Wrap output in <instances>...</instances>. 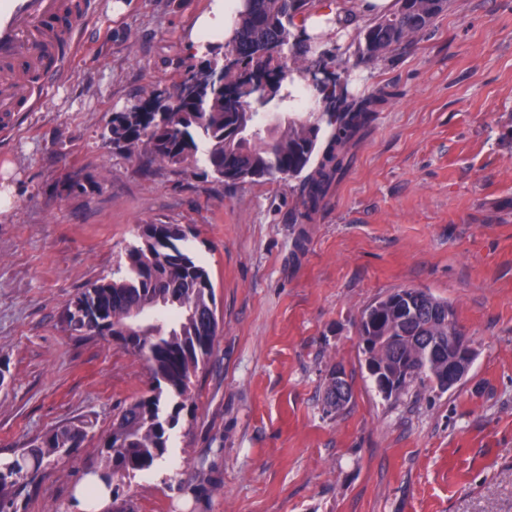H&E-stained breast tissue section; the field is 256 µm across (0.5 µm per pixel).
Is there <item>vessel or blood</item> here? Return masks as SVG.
<instances>
[{"label": "vessel or blood", "mask_w": 512, "mask_h": 512, "mask_svg": "<svg viewBox=\"0 0 512 512\" xmlns=\"http://www.w3.org/2000/svg\"><path fill=\"white\" fill-rule=\"evenodd\" d=\"M86 6L66 0H0V117L33 110L40 99L33 85L11 70L24 62L45 85L67 72L82 49Z\"/></svg>", "instance_id": "vessel-or-blood-1"}]
</instances>
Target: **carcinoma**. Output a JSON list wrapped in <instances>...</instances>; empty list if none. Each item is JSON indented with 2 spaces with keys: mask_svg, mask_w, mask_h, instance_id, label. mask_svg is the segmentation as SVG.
Listing matches in <instances>:
<instances>
[{
  "mask_svg": "<svg viewBox=\"0 0 512 512\" xmlns=\"http://www.w3.org/2000/svg\"><path fill=\"white\" fill-rule=\"evenodd\" d=\"M244 2L227 46L242 72H228L224 86H205L192 96L176 83L167 95L112 113L108 140L129 156L179 170L202 161L225 183L300 176L302 211L296 223L303 224L346 168L347 145L390 92L349 100L324 86L330 112L260 114L254 105L295 101L285 83L288 72L317 66L295 34L297 19L315 0ZM447 5L448 0H398L391 15L363 30L362 57L378 59L410 45ZM139 238L116 276L93 284L66 311L72 330L112 337L143 357L156 381L150 395L131 402L112 424L103 463L92 470L109 488L116 478L146 474L165 459L183 408L179 399L210 357L218 330L209 273L182 246L187 240L182 225L144 224ZM398 297L395 292L376 301L370 321L359 330L368 337L367 352L384 368L389 396L415 380L434 382L439 364L448 360L444 351L428 352L430 341L449 334L448 302L422 293L413 297L407 316L399 312ZM85 437L83 426L63 424L0 463V512L12 505L20 482L80 447Z\"/></svg>",
  "mask_w": 512,
  "mask_h": 512,
  "instance_id": "carcinoma-1",
  "label": "carcinoma"
}]
</instances>
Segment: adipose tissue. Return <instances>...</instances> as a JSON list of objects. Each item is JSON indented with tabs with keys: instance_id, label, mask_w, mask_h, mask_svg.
Wrapping results in <instances>:
<instances>
[{
	"instance_id": "obj_1",
	"label": "adipose tissue",
	"mask_w": 512,
	"mask_h": 512,
	"mask_svg": "<svg viewBox=\"0 0 512 512\" xmlns=\"http://www.w3.org/2000/svg\"><path fill=\"white\" fill-rule=\"evenodd\" d=\"M395 0H350L344 6L322 8L298 20L302 38H316L327 34L343 35L349 30L350 20L389 14ZM241 0H211V9L200 16L188 41L190 50L197 55L213 53L234 36V11Z\"/></svg>"
}]
</instances>
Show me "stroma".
<instances>
[{
  "label": "stroma",
  "mask_w": 512,
  "mask_h": 512,
  "mask_svg": "<svg viewBox=\"0 0 512 512\" xmlns=\"http://www.w3.org/2000/svg\"><path fill=\"white\" fill-rule=\"evenodd\" d=\"M112 2L91 0L86 51L0 134V180L16 189L0 214V460L56 426L88 430L17 489L16 512H69L113 421L151 393L141 356L64 320L149 223L189 228L218 332L167 461L113 483L131 512H512V0H448L375 61L358 34L328 44L320 61L348 96H390L306 224L299 178L146 173L112 148V113L198 66L185 44L208 0H124L117 16ZM403 288L447 301L472 340L448 390L387 398L366 368L360 315ZM338 366L352 397L330 413ZM343 370L344 369L341 367H336V369H334L329 374V378H333L336 382L333 381V379H329L326 382L324 405H325V408L327 409V412H331V413L338 412L344 408L343 407V408L339 409L338 407H336V402L334 403L332 401V395H333L334 391H336V401L342 402L341 399L345 395L346 388H347V393H348L347 402L350 399L351 385L349 384L348 381L346 382V388L343 385V382L346 380V376H345V373Z\"/></svg>",
  "instance_id": "stroma-1"
}]
</instances>
